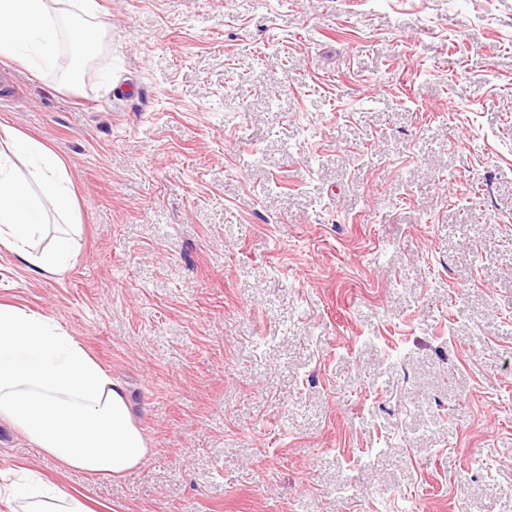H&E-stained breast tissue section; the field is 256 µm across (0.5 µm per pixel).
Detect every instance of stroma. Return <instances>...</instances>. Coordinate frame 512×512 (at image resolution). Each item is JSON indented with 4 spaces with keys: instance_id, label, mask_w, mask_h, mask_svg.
<instances>
[{
    "instance_id": "1",
    "label": "stroma",
    "mask_w": 512,
    "mask_h": 512,
    "mask_svg": "<svg viewBox=\"0 0 512 512\" xmlns=\"http://www.w3.org/2000/svg\"><path fill=\"white\" fill-rule=\"evenodd\" d=\"M80 89L0 124L81 232L0 302L125 387L150 454L22 465L96 512H512V0H97Z\"/></svg>"
}]
</instances>
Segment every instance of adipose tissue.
Listing matches in <instances>:
<instances>
[{"label":"adipose tissue","instance_id":"1","mask_svg":"<svg viewBox=\"0 0 512 512\" xmlns=\"http://www.w3.org/2000/svg\"><path fill=\"white\" fill-rule=\"evenodd\" d=\"M64 0H0V56L53 71L61 39L87 49L97 28L68 22ZM79 217L63 160L38 138L0 124V248L45 277L66 270ZM0 420L31 447L92 477L140 467L147 441L125 391L48 318L0 303ZM13 512H93L21 466L0 470Z\"/></svg>","mask_w":512,"mask_h":512}]
</instances>
